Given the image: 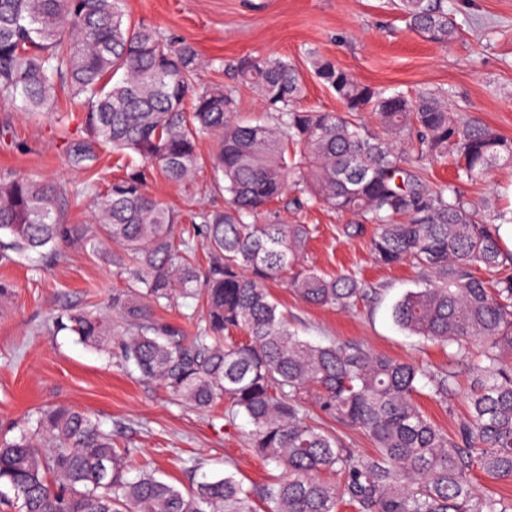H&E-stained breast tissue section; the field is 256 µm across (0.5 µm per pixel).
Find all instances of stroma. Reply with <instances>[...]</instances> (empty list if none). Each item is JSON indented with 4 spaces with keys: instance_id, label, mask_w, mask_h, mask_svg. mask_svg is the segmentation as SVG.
Returning a JSON list of instances; mask_svg holds the SVG:
<instances>
[{
    "instance_id": "35a3bbf8",
    "label": "stroma",
    "mask_w": 512,
    "mask_h": 512,
    "mask_svg": "<svg viewBox=\"0 0 512 512\" xmlns=\"http://www.w3.org/2000/svg\"><path fill=\"white\" fill-rule=\"evenodd\" d=\"M461 37L448 46L428 42L410 31L388 0H126L134 23L157 28L165 39L192 44L202 67L200 85L221 86L237 99L235 120L260 119V98L239 84L237 67L254 57H281L306 74L303 106L339 112L333 91L308 72V51L315 50L374 87L432 90L450 98L467 118L512 138V0H450ZM70 111L66 123L51 116L32 117L16 103L0 99V180L15 176L58 179L72 185L67 210L70 224L92 219L83 184L121 174L125 161L102 151L96 168L82 171L68 162L67 149L81 140L82 112L61 98ZM210 169L182 185L159 176L149 190L178 210L217 209L223 193L214 190ZM459 191L478 207L512 203V167L488 178L462 183ZM286 224L318 228L305 255L306 264L331 274L359 272L372 294L354 312L313 307L298 300L281 282L271 294L292 326L313 342L354 341L390 357L414 361L453 378L447 406L423 399L425 410L448 434L469 414L470 358L401 330L391 307L417 288L418 271L410 264L380 266L369 253L372 225L329 210L280 213ZM355 233H347V226ZM11 284L0 296V435L11 423L41 406L66 404L95 413L116 447L133 449L132 470L148 467L167 481L188 489L192 470L223 472L233 464L245 483L266 479L264 462L248 448L251 429L245 419L224 422L223 408L198 410L174 400L159 384L141 380L116 353L79 343L66 330L47 325L50 314L103 307L128 283L103 255L76 246L56 255L14 256L0 264V281Z\"/></svg>"
}]
</instances>
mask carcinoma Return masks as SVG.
Segmentation results:
<instances>
[{"label": "carcinoma", "mask_w": 512, "mask_h": 512, "mask_svg": "<svg viewBox=\"0 0 512 512\" xmlns=\"http://www.w3.org/2000/svg\"><path fill=\"white\" fill-rule=\"evenodd\" d=\"M409 28L442 46L460 36L448 0H396ZM313 74L344 111L300 106L303 74L290 61L255 58L238 80L270 110V121L231 120L234 100L198 87L197 51L164 43L134 25L123 0H0V98L27 115L55 114L59 93L84 105L85 138L68 153L93 167L107 148L138 158L103 186L89 185L94 225L66 224L72 190L62 182L0 181V236L15 252L54 254L63 244L95 254L113 245L112 265L133 290L112 308L67 314L68 329L94 349L117 344L119 358L181 403L224 404V420L253 426L250 447L280 471L243 486L236 473L204 475L185 491L142 470L129 477L131 449L116 448L90 413L68 405L36 411L0 440V497L19 512H512V498L479 490L474 472L512 481V253L491 218L452 185H429L422 165L456 161L461 181L512 165V140L462 116L453 102L421 91L388 93L309 53ZM374 113L380 132L357 119ZM219 150L204 159L200 143ZM415 140L416 155L399 149ZM210 164L222 209L200 224L151 195L145 168L182 184ZM271 203L326 208L375 226L374 262H410L425 279L393 307L398 326L462 353L486 342L470 364V414L451 439L422 410L424 385L448 400L449 375L374 353L358 343L314 344L292 331L266 283L286 280L305 304L351 312L368 289L355 273L328 276L301 264L313 235L307 224L258 223ZM203 237L200 269L195 238ZM484 269L486 279L477 274ZM177 298L201 304L196 335L156 317ZM358 429L373 452L359 455L312 416Z\"/></svg>", "instance_id": "obj_1"}]
</instances>
